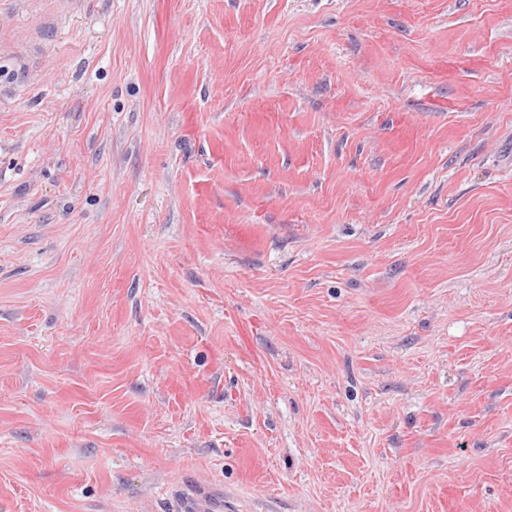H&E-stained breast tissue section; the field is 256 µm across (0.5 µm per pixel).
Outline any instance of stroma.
<instances>
[{
	"label": "stroma",
	"mask_w": 512,
	"mask_h": 512,
	"mask_svg": "<svg viewBox=\"0 0 512 512\" xmlns=\"http://www.w3.org/2000/svg\"><path fill=\"white\" fill-rule=\"evenodd\" d=\"M512 512V0H0V512ZM224 497L211 495L205 488L187 494L181 506V512H223Z\"/></svg>",
	"instance_id": "1"
}]
</instances>
